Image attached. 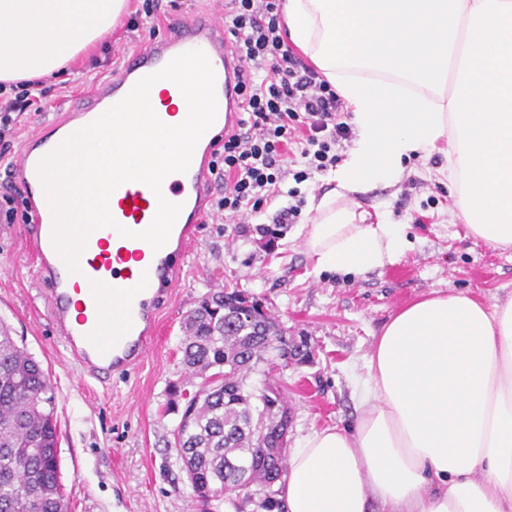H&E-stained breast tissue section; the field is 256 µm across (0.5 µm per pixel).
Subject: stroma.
<instances>
[{"mask_svg":"<svg viewBox=\"0 0 512 512\" xmlns=\"http://www.w3.org/2000/svg\"><path fill=\"white\" fill-rule=\"evenodd\" d=\"M224 5L225 0H163L156 35L167 36L173 20L193 12L223 16ZM133 48L125 26H118L91 57L47 78L43 110L19 116L0 168L16 158L28 137L48 132L70 102L88 96ZM447 166L442 151L413 158L397 184L371 185L356 195L359 211L401 225L409 242L397 262L364 274L317 273L307 256L300 227L313 217L310 198L331 190L327 173L298 185L285 181V188L299 190L300 215L272 243L260 240L256 227L272 225L294 198L277 197L248 224L211 215L160 311L156 345L137 368L106 382L84 375L65 352L52 325L47 289L36 275L30 227L21 213L9 219L0 213V320L50 381L69 512H199L174 446L181 413L170 402L174 389L193 391L199 384L182 363L181 323L207 294L244 289L314 346L313 364L281 377L293 446L313 431L355 424L366 359L385 323L407 303L433 291H463L489 304L511 298L512 249L490 250L452 220Z\"/></svg>","mask_w":512,"mask_h":512,"instance_id":"stroma-1","label":"stroma"}]
</instances>
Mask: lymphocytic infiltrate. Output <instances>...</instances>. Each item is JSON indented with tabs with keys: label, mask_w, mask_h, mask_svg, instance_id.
Returning a JSON list of instances; mask_svg holds the SVG:
<instances>
[{
	"label": "lymphocytic infiltrate",
	"mask_w": 512,
	"mask_h": 512,
	"mask_svg": "<svg viewBox=\"0 0 512 512\" xmlns=\"http://www.w3.org/2000/svg\"><path fill=\"white\" fill-rule=\"evenodd\" d=\"M282 0H230L224 29L247 71L241 87L244 117L210 163L224 192L215 202L230 217L260 212L286 179L305 182L310 171L335 164L333 147L352 136L346 107L320 73L284 42ZM45 89L28 81L0 88V157L10 149L15 114L43 109ZM301 147L308 167L291 168L288 147Z\"/></svg>",
	"instance_id": "obj_1"
}]
</instances>
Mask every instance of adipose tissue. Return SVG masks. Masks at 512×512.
I'll return each mask as SVG.
<instances>
[{"label":"adipose tissue","instance_id":"adipose-tissue-1","mask_svg":"<svg viewBox=\"0 0 512 512\" xmlns=\"http://www.w3.org/2000/svg\"><path fill=\"white\" fill-rule=\"evenodd\" d=\"M481 0H285L292 43L346 102L356 137L314 204L306 252L315 271L359 274L407 247L399 225L370 224L353 197L392 185L406 161L448 145L460 191L448 105ZM128 0H0V82L60 72L111 34ZM145 127L116 171L110 136L78 163L117 182L187 150ZM352 429L304 437L288 459L287 512H512V298L494 306L430 292L385 324L367 361Z\"/></svg>","mask_w":512,"mask_h":512}]
</instances>
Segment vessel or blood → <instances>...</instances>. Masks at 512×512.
I'll return each instance as SVG.
<instances>
[{"mask_svg":"<svg viewBox=\"0 0 512 512\" xmlns=\"http://www.w3.org/2000/svg\"><path fill=\"white\" fill-rule=\"evenodd\" d=\"M191 50L203 51L215 73L213 125L198 141L188 170L168 175L161 194L141 182H127L113 191L108 208L116 225L88 235L78 272H69L54 259V215L39 174L41 161L56 150V143L42 135L28 138L12 173L33 212L37 271L49 287L58 338L85 373L98 380L132 371L158 336L159 308L177 285L180 260L197 241L207 211L215 142L239 127L243 67L230 51L223 24L213 15L196 13L177 20L170 37L128 52L110 81L71 104L53 124L61 137H70L125 98L140 79ZM161 196L182 209L166 244L156 251L137 234L153 221ZM123 227L132 230V237L120 235Z\"/></svg>","mask_w":512,"mask_h":512,"instance_id":"obj_1","label":"vessel or blood"}]
</instances>
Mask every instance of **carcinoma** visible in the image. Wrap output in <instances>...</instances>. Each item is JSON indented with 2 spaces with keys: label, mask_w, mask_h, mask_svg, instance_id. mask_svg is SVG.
I'll list each match as a JSON object with an SVG mask.
<instances>
[{
  "label": "carcinoma",
  "mask_w": 512,
  "mask_h": 512,
  "mask_svg": "<svg viewBox=\"0 0 512 512\" xmlns=\"http://www.w3.org/2000/svg\"><path fill=\"white\" fill-rule=\"evenodd\" d=\"M219 291L184 318L183 364L213 387L187 398L174 430L194 495L209 512L213 501L265 493L267 512L279 507L271 488L285 472L286 454L270 457L253 435L257 410L278 417L288 401L276 385L270 405L258 407L245 392L255 362L265 356L297 363L313 358L308 344L288 347L282 327L259 300ZM0 512H67L61 490L57 424L49 380L0 325Z\"/></svg>",
  "instance_id": "cac0c4a2"
}]
</instances>
